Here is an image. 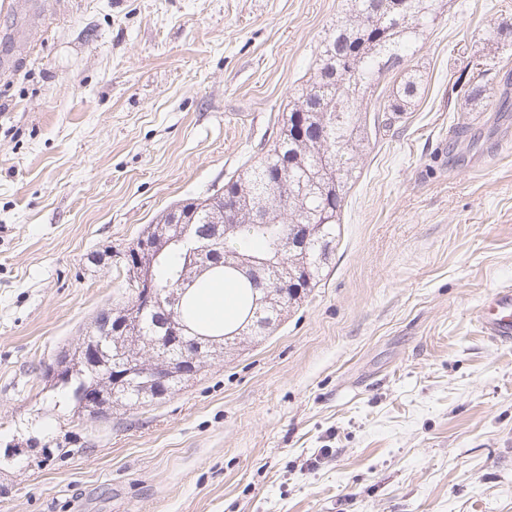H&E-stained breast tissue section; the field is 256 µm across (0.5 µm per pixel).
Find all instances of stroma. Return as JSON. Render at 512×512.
I'll list each match as a JSON object with an SVG mask.
<instances>
[{"label": "stroma", "instance_id": "stroma-1", "mask_svg": "<svg viewBox=\"0 0 512 512\" xmlns=\"http://www.w3.org/2000/svg\"><path fill=\"white\" fill-rule=\"evenodd\" d=\"M442 2L318 285L92 419L47 368L122 294L116 252L261 157L345 0H0V512H512V345L478 323L512 285V70L463 98L512 0Z\"/></svg>", "mask_w": 512, "mask_h": 512}]
</instances>
